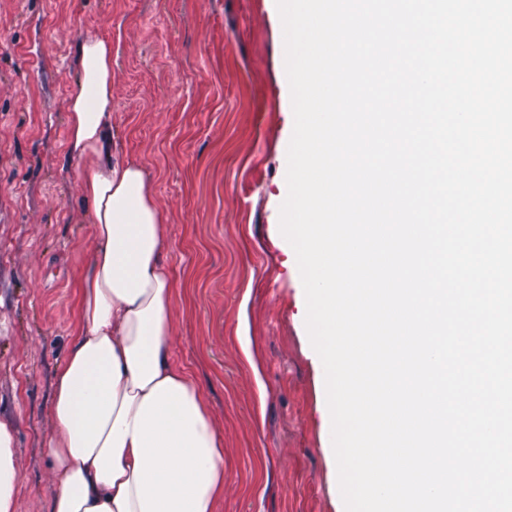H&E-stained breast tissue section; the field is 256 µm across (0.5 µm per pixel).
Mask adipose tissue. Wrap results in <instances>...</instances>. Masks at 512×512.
<instances>
[{
  "instance_id": "ef3b65f1",
  "label": "adipose tissue",
  "mask_w": 512,
  "mask_h": 512,
  "mask_svg": "<svg viewBox=\"0 0 512 512\" xmlns=\"http://www.w3.org/2000/svg\"><path fill=\"white\" fill-rule=\"evenodd\" d=\"M66 159L95 248L78 291V327L54 374L50 512H216L224 440L192 374L172 358L176 283L166 226L141 164L112 139V43L76 48ZM12 426L0 420V512H15Z\"/></svg>"
}]
</instances>
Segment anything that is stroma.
I'll return each instance as SVG.
<instances>
[{
  "mask_svg": "<svg viewBox=\"0 0 512 512\" xmlns=\"http://www.w3.org/2000/svg\"><path fill=\"white\" fill-rule=\"evenodd\" d=\"M112 42V131L155 190L173 357L224 439L218 512H338L322 363L279 229L294 117L276 0H0V418L49 512L56 366L95 246L64 160L77 44Z\"/></svg>",
  "mask_w": 512,
  "mask_h": 512,
  "instance_id": "1",
  "label": "stroma"
}]
</instances>
